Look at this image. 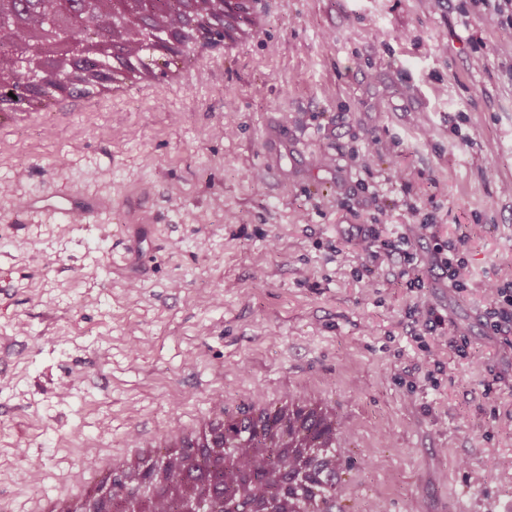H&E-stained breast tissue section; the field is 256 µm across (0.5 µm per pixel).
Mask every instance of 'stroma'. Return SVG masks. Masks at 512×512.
I'll list each match as a JSON object with an SVG mask.
<instances>
[{
  "mask_svg": "<svg viewBox=\"0 0 512 512\" xmlns=\"http://www.w3.org/2000/svg\"><path fill=\"white\" fill-rule=\"evenodd\" d=\"M262 8L256 38L181 63L180 83L53 92L0 124V512L96 484L94 460L134 439L292 395L329 399L350 430L340 512L512 495V394L485 388L512 374V333L469 316L512 278V40L471 0ZM274 125L289 153L268 174ZM68 196L106 208H35ZM427 216L424 288L393 257L356 277L350 226ZM126 224L150 242L116 271ZM461 237L470 278L444 332L469 361L406 317L448 288L431 256Z\"/></svg>",
  "mask_w": 512,
  "mask_h": 512,
  "instance_id": "obj_1",
  "label": "stroma"
}]
</instances>
